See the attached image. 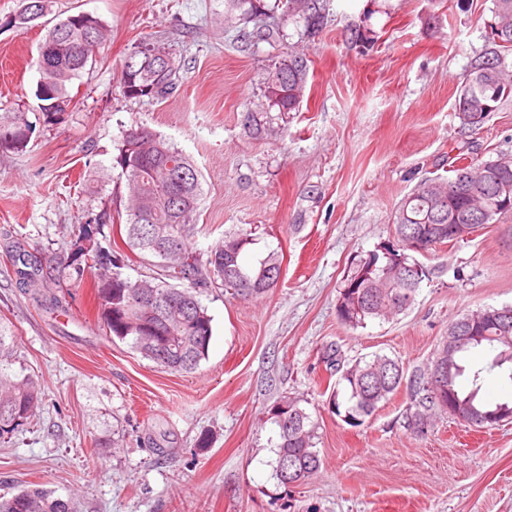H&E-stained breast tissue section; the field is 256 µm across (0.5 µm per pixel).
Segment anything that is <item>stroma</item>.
Here are the masks:
<instances>
[{"instance_id": "stroma-1", "label": "stroma", "mask_w": 512, "mask_h": 512, "mask_svg": "<svg viewBox=\"0 0 512 512\" xmlns=\"http://www.w3.org/2000/svg\"><path fill=\"white\" fill-rule=\"evenodd\" d=\"M19 6L0 0V112H25L36 126L24 151L0 152V257L18 244L43 265L66 263L79 224L124 190L112 159L138 123L203 176L197 251L246 228L255 238L246 261L275 250L283 262L278 287L261 298L202 296L213 318L208 356L179 374L105 335L96 270L51 315L0 260V322L17 336L11 370L43 391L36 418L0 444V493L52 488L77 512H512V423L475 431L443 416L414 436L399 392L354 428L329 409L334 383L318 363L332 344L350 362L380 353L419 367L454 319L512 305L507 215L419 255L432 278L404 314L357 329L336 315L346 275L391 237V213L419 181L512 155L511 99L477 130L455 108L489 48L493 0H328L320 33L291 23L276 44L240 42L224 27V0H51V15L86 11L107 29L98 63L69 85L72 104L53 125L37 121L45 30L13 26ZM355 27L363 41L352 40ZM155 36L182 58L176 88L161 100L125 98L121 65ZM293 50L309 60L304 98L275 134L247 136L266 73ZM283 395L318 419L323 459L290 489L269 466V409Z\"/></svg>"}]
</instances>
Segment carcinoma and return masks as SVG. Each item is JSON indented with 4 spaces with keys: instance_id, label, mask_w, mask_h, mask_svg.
I'll list each match as a JSON object with an SVG mask.
<instances>
[{
    "instance_id": "obj_1",
    "label": "carcinoma",
    "mask_w": 512,
    "mask_h": 512,
    "mask_svg": "<svg viewBox=\"0 0 512 512\" xmlns=\"http://www.w3.org/2000/svg\"><path fill=\"white\" fill-rule=\"evenodd\" d=\"M14 23L20 29L39 25L49 13L48 0H26ZM326 0H275L269 7L264 0H224V18L243 24L242 38L254 36L267 41L282 37L290 20L302 22L304 33L314 36L325 20ZM494 22L488 33L492 50L471 63L461 87L456 109L464 122L480 128L491 113L512 98V74L506 57L512 54V0H494ZM79 20L65 27L61 17L48 29L39 46L37 69L40 81L35 95L41 101L38 119L45 125L55 124L71 103L68 85L97 63L104 42V24L93 14L76 13ZM255 23V30L245 25ZM123 64L119 85L128 99H163L176 85L180 60L177 54L150 41L134 47ZM307 58L300 52L288 55V69L271 70L264 78V97L269 107L279 113L295 111L307 86ZM276 117L269 112H249L248 132L262 136ZM34 129L25 112L0 113V151L20 152L26 148ZM172 160L186 177L179 179L175 170L165 168ZM113 166L121 169L129 190L126 212L112 206L80 225L71 240V260L56 275L45 274L35 265L36 257L11 256L17 267L20 288L40 289L54 281L58 286L82 281L85 270L100 271L98 292L101 299L99 319L105 334L125 342L142 357L157 362L171 372L190 373L208 356L213 336V318L202 304L200 295L231 288L243 299L258 298L278 286L267 276L280 273L282 259L276 251L254 264L243 261V254L254 238L248 230L224 234L206 253L192 247L199 232L197 220L203 197L201 174L193 161L167 138L144 125L126 130L118 147ZM484 175L475 181L468 178L472 165L452 167L450 176H436L421 181L396 208L392 224L393 237L357 261L354 271L344 280L336 301V314L345 325L362 327L370 320L399 315L415 302L423 281L432 270L414 259L408 251L412 244H422L428 252L448 242V225L467 216L480 227L491 224L512 212V157L503 156L482 163ZM126 218L122 235L125 246L139 258L145 275L133 280L124 275L127 254L112 246L111 235L104 228L115 219ZM156 296L164 302L162 309L144 301ZM34 300L47 313L65 310L66 296L46 292ZM512 337V328L504 331L497 319H484L477 335L462 342L453 353L448 344L436 351L434 361L425 369L408 372L403 364L387 355L375 354L352 363L342 360L338 349L324 355L327 369L336 376L338 389L332 391L328 404L332 413L347 424L358 427L389 400L405 389L407 405L403 427L412 435H424L443 415H464L474 427L500 426L512 422V401H487L479 396L481 374L507 369L512 380V346L503 336ZM165 337L164 357L156 360L153 342ZM16 337L0 329V443L8 444L33 417L42 400L37 381L10 372ZM485 349L494 356L486 366L471 373V388L463 391L459 378L467 371L466 357ZM448 365V382L441 396L431 397L429 377L436 363ZM278 428L272 476L283 484L280 474L285 463L298 472L300 483L315 476L322 464L317 449L318 424L300 400L284 396L270 408ZM0 512H75L71 500L55 496L47 488L20 490L9 497L0 495Z\"/></svg>"
}]
</instances>
